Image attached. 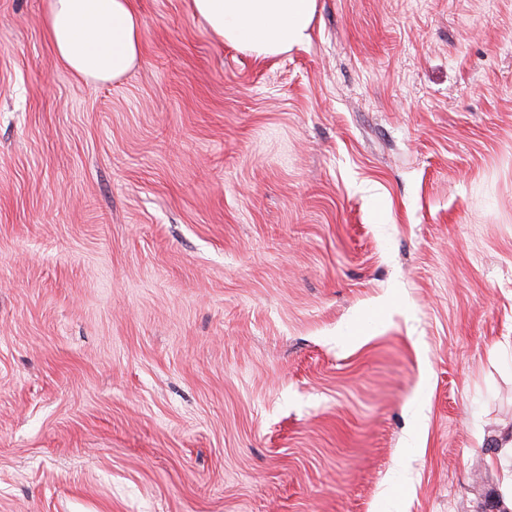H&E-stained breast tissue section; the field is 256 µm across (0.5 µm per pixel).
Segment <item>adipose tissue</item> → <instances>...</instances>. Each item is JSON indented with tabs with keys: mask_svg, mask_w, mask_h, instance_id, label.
<instances>
[{
	"mask_svg": "<svg viewBox=\"0 0 512 512\" xmlns=\"http://www.w3.org/2000/svg\"><path fill=\"white\" fill-rule=\"evenodd\" d=\"M316 0H192L221 42L272 57L309 37ZM43 28L65 66L79 79L117 81L139 62L141 19L132 0H49Z\"/></svg>",
	"mask_w": 512,
	"mask_h": 512,
	"instance_id": "1",
	"label": "adipose tissue"
}]
</instances>
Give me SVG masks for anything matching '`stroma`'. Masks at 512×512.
<instances>
[{
    "label": "stroma",
    "mask_w": 512,
    "mask_h": 512,
    "mask_svg": "<svg viewBox=\"0 0 512 512\" xmlns=\"http://www.w3.org/2000/svg\"><path fill=\"white\" fill-rule=\"evenodd\" d=\"M133 5L92 84L0 0V512H502L512 0ZM316 0H192L221 42L256 57H272L309 38Z\"/></svg>",
    "instance_id": "1"
}]
</instances>
